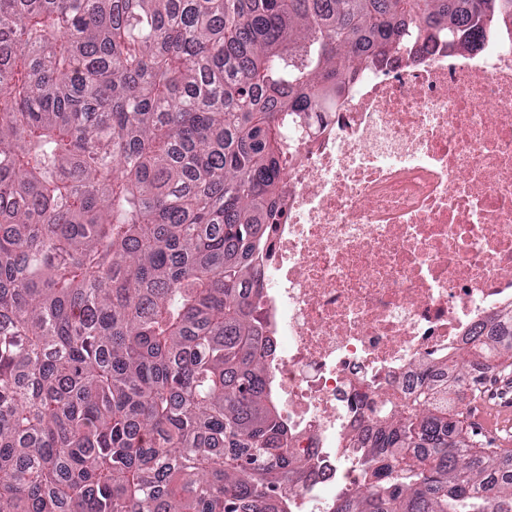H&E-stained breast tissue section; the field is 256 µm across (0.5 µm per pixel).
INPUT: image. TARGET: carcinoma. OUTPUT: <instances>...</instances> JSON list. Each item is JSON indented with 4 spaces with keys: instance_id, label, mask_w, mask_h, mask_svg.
<instances>
[{
    "instance_id": "carcinoma-1",
    "label": "carcinoma",
    "mask_w": 512,
    "mask_h": 512,
    "mask_svg": "<svg viewBox=\"0 0 512 512\" xmlns=\"http://www.w3.org/2000/svg\"><path fill=\"white\" fill-rule=\"evenodd\" d=\"M512 0H0V512H288L260 345L288 129L403 48L475 49ZM350 439L334 512H512L461 405L512 309Z\"/></svg>"
}]
</instances>
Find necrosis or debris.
Instances as JSON below:
<instances>
[{"mask_svg":"<svg viewBox=\"0 0 512 512\" xmlns=\"http://www.w3.org/2000/svg\"><path fill=\"white\" fill-rule=\"evenodd\" d=\"M268 225L265 349L300 483L289 512H330L364 472L345 441L385 389L512 306V34L429 46L320 101Z\"/></svg>","mask_w":512,"mask_h":512,"instance_id":"obj_1","label":"necrosis or debris"}]
</instances>
